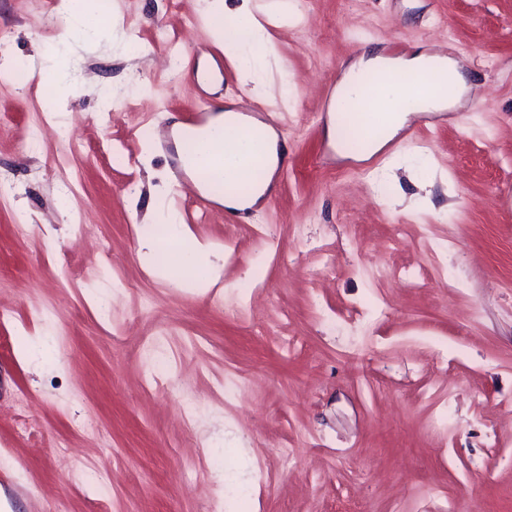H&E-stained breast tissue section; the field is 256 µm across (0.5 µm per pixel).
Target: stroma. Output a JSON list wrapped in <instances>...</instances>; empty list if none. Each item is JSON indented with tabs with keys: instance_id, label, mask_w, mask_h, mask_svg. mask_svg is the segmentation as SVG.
<instances>
[{
	"instance_id": "1",
	"label": "stroma",
	"mask_w": 512,
	"mask_h": 512,
	"mask_svg": "<svg viewBox=\"0 0 512 512\" xmlns=\"http://www.w3.org/2000/svg\"><path fill=\"white\" fill-rule=\"evenodd\" d=\"M294 5L263 22L284 69L259 86L204 0H111L115 25L88 50L61 6L0 0V71L47 46L67 74L48 98L0 80V512H512V0ZM131 37L142 53L122 54ZM174 43L223 54L217 104L279 123L288 170L255 219L201 212L171 174L164 122L199 99L162 66ZM367 44L445 52L473 93L411 116L372 161L317 170L328 87ZM45 122L70 149H25ZM72 180L80 197L61 204ZM161 204L224 255L202 287L141 257L165 234L148 220ZM154 346L171 359L161 382Z\"/></svg>"
}]
</instances>
